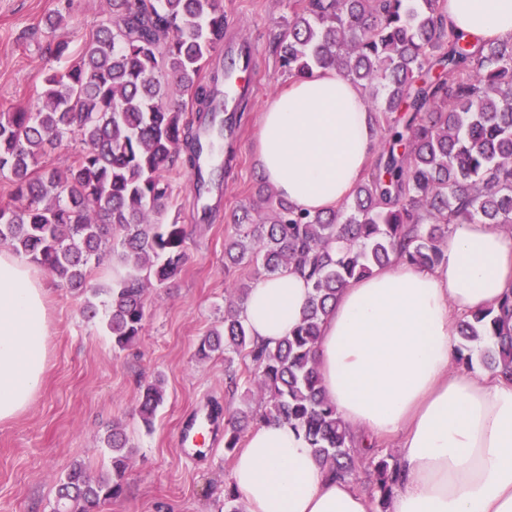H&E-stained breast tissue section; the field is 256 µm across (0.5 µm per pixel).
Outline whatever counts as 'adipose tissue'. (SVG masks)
I'll use <instances>...</instances> for the list:
<instances>
[{
  "label": "adipose tissue",
  "instance_id": "obj_1",
  "mask_svg": "<svg viewBox=\"0 0 512 512\" xmlns=\"http://www.w3.org/2000/svg\"><path fill=\"white\" fill-rule=\"evenodd\" d=\"M450 25L481 42L512 38V0H445ZM376 142L360 86L333 71L293 81L260 116L258 167L295 207L338 209ZM512 288V233L458 224L432 267L396 264L341 289L315 358L323 390L363 444L394 440L402 481L391 512H512V380L451 372L470 313ZM311 287L298 272L263 278L242 317L275 346L301 321ZM49 330L34 269L0 252V422L24 412L43 380ZM246 512H373L368 495L314 459L285 422L252 430L230 470Z\"/></svg>",
  "mask_w": 512,
  "mask_h": 512
}]
</instances>
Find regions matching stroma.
<instances>
[{
    "label": "stroma",
    "mask_w": 512,
    "mask_h": 512,
    "mask_svg": "<svg viewBox=\"0 0 512 512\" xmlns=\"http://www.w3.org/2000/svg\"><path fill=\"white\" fill-rule=\"evenodd\" d=\"M227 34L251 41L259 90L242 120L237 156L222 195L212 196L218 212L201 221L187 175L170 173L174 187L168 219L186 230L185 262L175 279L149 287L138 338L125 349L112 345L107 329V290L113 284L112 257L75 294L58 278L43 274L50 318L48 358L34 401L13 420L0 422V512H53L57 482L76 463L93 476L111 472L104 438L119 427L131 453L120 499L101 512H222L233 452L223 433L205 446L179 442V430L213 405L224 412L242 407L247 389L230 390L224 358H200V339L224 319L227 289L257 284L264 271L224 260V244L235 229L226 219L248 203L258 186L255 164L257 118L263 105L289 84L273 45L288 25L296 0H223ZM105 0H0V111L33 104L41 92L49 39L44 20L62 12L59 38L81 45L106 16ZM99 308L94 321L82 311ZM161 381L164 403L152 426L138 413L140 390Z\"/></svg>",
    "instance_id": "obj_1"
}]
</instances>
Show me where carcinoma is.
<instances>
[{
    "mask_svg": "<svg viewBox=\"0 0 512 512\" xmlns=\"http://www.w3.org/2000/svg\"><path fill=\"white\" fill-rule=\"evenodd\" d=\"M225 30L223 0H107L106 18L82 46L49 44L65 65L48 68L37 104L0 112V176L16 202L0 206V244L83 291L120 237L121 260L134 273L109 289L107 328L119 349L142 331L146 285L165 284L184 264V228L163 220L173 202L167 173L185 172L200 201L236 158L243 112H224L218 89L237 62L226 55L211 65ZM275 50L294 79L334 70L359 85L385 135L338 210L311 214L261 185L232 212L237 232L225 259L300 272L312 285L310 304L293 334L268 347L255 344L231 303L197 355L224 353L229 386L242 365L257 390L225 419V448L253 425L288 422L336 477L370 471L367 490L384 509L401 479L398 458L355 447L323 393L314 350L349 282L395 260L435 265L453 224L512 226V39H466L448 26L443 0H300ZM185 95L188 110L176 103ZM74 136L81 149L67 171H40L39 160ZM214 151L223 163L203 167ZM457 337L458 363L512 379V288L497 307L461 321ZM163 401L161 382L144 387L145 425ZM105 442L111 475L93 478L73 465L54 512H100L121 496L128 440L114 426Z\"/></svg>",
    "mask_w": 512,
    "mask_h": 512,
    "instance_id": "carcinoma-1",
    "label": "carcinoma"
}]
</instances>
